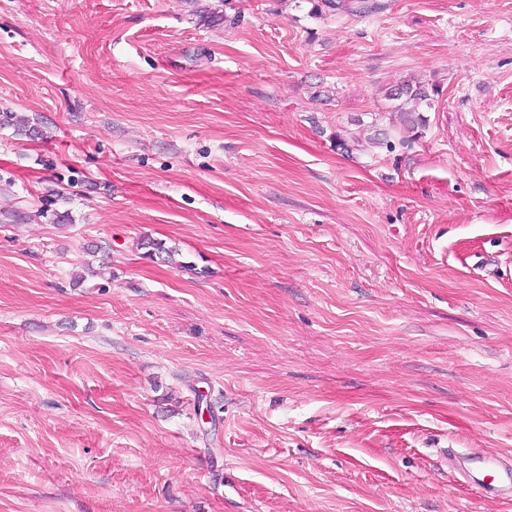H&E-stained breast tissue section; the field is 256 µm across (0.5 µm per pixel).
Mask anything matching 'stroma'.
I'll use <instances>...</instances> for the list:
<instances>
[{
  "label": "stroma",
  "mask_w": 512,
  "mask_h": 512,
  "mask_svg": "<svg viewBox=\"0 0 512 512\" xmlns=\"http://www.w3.org/2000/svg\"><path fill=\"white\" fill-rule=\"evenodd\" d=\"M443 448L512 456V0H0V512H512ZM429 97L430 94L423 85L403 84L388 94V99L396 102L391 106L389 112L394 114L400 125L409 129H417L425 122L423 116L420 115L419 107Z\"/></svg>",
  "instance_id": "obj_1"
}]
</instances>
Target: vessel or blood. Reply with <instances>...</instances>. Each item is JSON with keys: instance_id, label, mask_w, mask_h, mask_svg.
<instances>
[{"instance_id": "vessel-or-blood-1", "label": "vessel or blood", "mask_w": 512, "mask_h": 512, "mask_svg": "<svg viewBox=\"0 0 512 512\" xmlns=\"http://www.w3.org/2000/svg\"><path fill=\"white\" fill-rule=\"evenodd\" d=\"M443 456L461 482L482 486L488 496L512 499V459L476 449L460 452L453 448L444 449ZM489 470L495 476L488 481L484 474Z\"/></svg>"}]
</instances>
